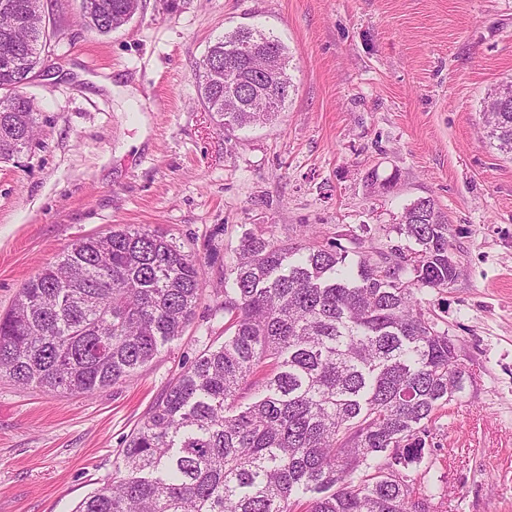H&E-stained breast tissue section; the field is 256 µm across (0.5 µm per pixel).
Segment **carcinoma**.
Masks as SVG:
<instances>
[{
	"instance_id": "carcinoma-1",
	"label": "carcinoma",
	"mask_w": 512,
	"mask_h": 512,
	"mask_svg": "<svg viewBox=\"0 0 512 512\" xmlns=\"http://www.w3.org/2000/svg\"><path fill=\"white\" fill-rule=\"evenodd\" d=\"M41 0H0V162L37 132L35 106L7 112L14 84L46 46ZM136 0H81L84 25L122 27ZM272 46L280 82L234 107L226 56ZM287 47L240 26L208 47L199 98L222 129L267 124L288 100ZM486 136L512 155V80L481 109ZM412 244L358 255L337 243L294 246L247 234L224 273V342L208 348L152 406L122 449V468L75 512H426L403 470L425 454L424 421L465 390L458 350L417 294L457 278L448 220L432 199L405 207ZM200 262L147 229L76 240L0 316V377L89 395L135 376L191 321ZM251 402L244 403L246 395Z\"/></svg>"
}]
</instances>
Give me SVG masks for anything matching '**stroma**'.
<instances>
[{
    "mask_svg": "<svg viewBox=\"0 0 512 512\" xmlns=\"http://www.w3.org/2000/svg\"><path fill=\"white\" fill-rule=\"evenodd\" d=\"M80 2L41 0L49 36L25 88L39 134L0 163V312L77 239L128 227L194 254L205 289L132 378L89 396L0 378V512H74L114 473L143 415L223 343L243 234L402 246L422 198L448 218L458 276L418 300L471 379L427 422L407 482L430 512H512V159L479 119L512 77V0H141L108 35ZM240 26L286 45L293 86L272 124L222 131L194 73Z\"/></svg>",
    "mask_w": 512,
    "mask_h": 512,
    "instance_id": "obj_1",
    "label": "stroma"
}]
</instances>
